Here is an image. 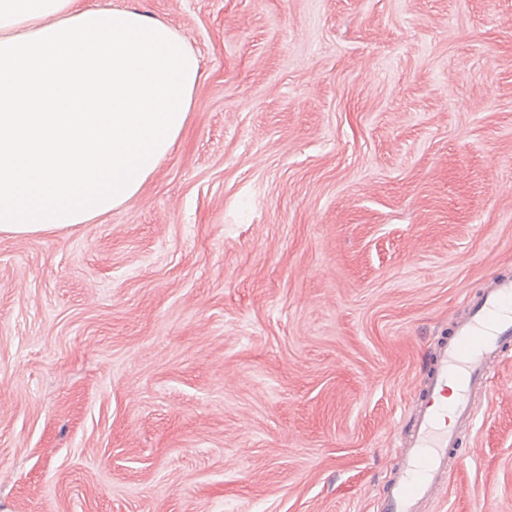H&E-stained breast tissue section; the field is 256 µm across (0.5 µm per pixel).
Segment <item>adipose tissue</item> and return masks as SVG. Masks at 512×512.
<instances>
[{"mask_svg": "<svg viewBox=\"0 0 512 512\" xmlns=\"http://www.w3.org/2000/svg\"><path fill=\"white\" fill-rule=\"evenodd\" d=\"M199 61L165 22L83 0H0V234L132 199L184 130Z\"/></svg>", "mask_w": 512, "mask_h": 512, "instance_id": "obj_1", "label": "adipose tissue"}]
</instances>
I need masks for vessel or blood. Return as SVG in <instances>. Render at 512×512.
Here are the masks:
<instances>
[{"label":"vessel or blood","instance_id":"obj_1","mask_svg":"<svg viewBox=\"0 0 512 512\" xmlns=\"http://www.w3.org/2000/svg\"><path fill=\"white\" fill-rule=\"evenodd\" d=\"M512 343V276L497 275L455 319L432 354L414 395L400 462L375 500V512H426L447 488L461 436L473 429L504 349Z\"/></svg>","mask_w":512,"mask_h":512}]
</instances>
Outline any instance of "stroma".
Segmentation results:
<instances>
[{
  "label": "stroma",
  "mask_w": 512,
  "mask_h": 512,
  "mask_svg": "<svg viewBox=\"0 0 512 512\" xmlns=\"http://www.w3.org/2000/svg\"><path fill=\"white\" fill-rule=\"evenodd\" d=\"M197 54L88 224L0 235V512H373L512 274V0H112ZM430 512H512V345Z\"/></svg>",
  "instance_id": "1"
}]
</instances>
